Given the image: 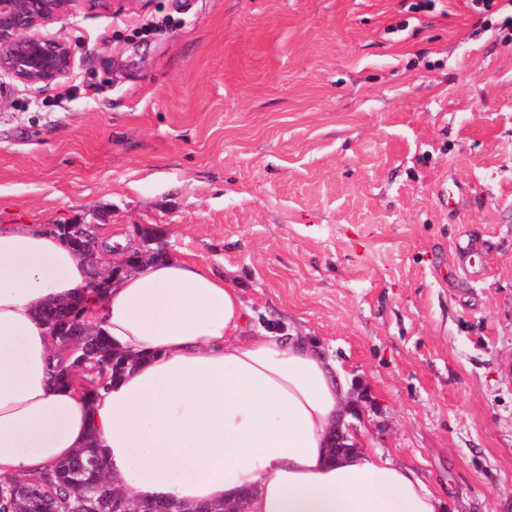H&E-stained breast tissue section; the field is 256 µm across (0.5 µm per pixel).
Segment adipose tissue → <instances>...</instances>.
<instances>
[{
  "label": "adipose tissue",
  "mask_w": 512,
  "mask_h": 512,
  "mask_svg": "<svg viewBox=\"0 0 512 512\" xmlns=\"http://www.w3.org/2000/svg\"><path fill=\"white\" fill-rule=\"evenodd\" d=\"M111 260L0 226V476L37 477L91 444L112 486L141 500L232 505L247 490L246 512H443V494L391 455L331 459L349 385L309 336L247 330L238 288L189 258L93 290ZM72 300L131 360L91 399L58 381L69 359L38 315Z\"/></svg>",
  "instance_id": "ef3b65f1"
}]
</instances>
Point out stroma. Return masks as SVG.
I'll use <instances>...</instances> for the list:
<instances>
[{
  "label": "stroma",
  "mask_w": 512,
  "mask_h": 512,
  "mask_svg": "<svg viewBox=\"0 0 512 512\" xmlns=\"http://www.w3.org/2000/svg\"><path fill=\"white\" fill-rule=\"evenodd\" d=\"M76 0L0 82V225L163 230L306 331L362 447L512 512V26L470 0Z\"/></svg>",
  "instance_id": "35a3bbf8"
}]
</instances>
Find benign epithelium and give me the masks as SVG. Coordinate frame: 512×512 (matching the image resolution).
Masks as SVG:
<instances>
[{"mask_svg": "<svg viewBox=\"0 0 512 512\" xmlns=\"http://www.w3.org/2000/svg\"><path fill=\"white\" fill-rule=\"evenodd\" d=\"M75 0H0V77L7 76L24 84L48 83L64 76L72 61V48L61 37H49L40 28L54 23L70 12ZM90 7L119 14L139 0H87ZM96 225L71 224L68 232L75 250L88 254L96 240ZM139 242L117 248L120 259L112 264V275L130 270L143 258L147 235L136 227ZM330 448L338 459L356 451L348 443L347 432L337 423Z\"/></svg>", "mask_w": 512, "mask_h": 512, "instance_id": "benign-epithelium-1", "label": "benign epithelium"}]
</instances>
